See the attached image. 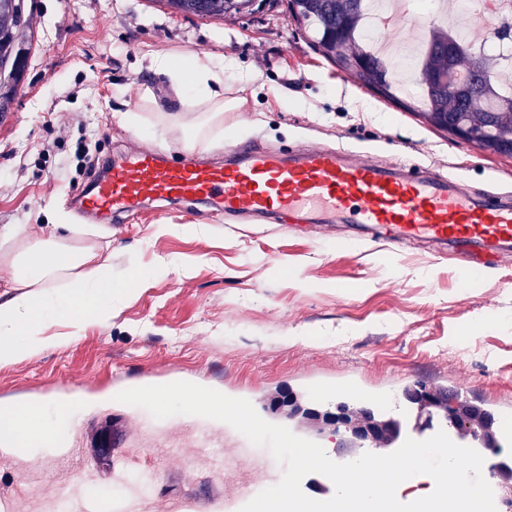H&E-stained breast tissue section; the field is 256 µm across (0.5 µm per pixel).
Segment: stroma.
<instances>
[{
  "label": "stroma",
  "mask_w": 512,
  "mask_h": 512,
  "mask_svg": "<svg viewBox=\"0 0 512 512\" xmlns=\"http://www.w3.org/2000/svg\"><path fill=\"white\" fill-rule=\"evenodd\" d=\"M33 26L10 118L0 123V225L67 224L75 246L112 251V277L126 294L109 323L49 329L43 352L0 365V405L79 406L91 458L139 429L144 408L107 395L186 381L252 403L266 421L318 439L310 421L273 408L286 394L335 411L363 392L398 420L403 436L441 428L404 392L461 384L463 399L512 424V254L464 282L450 254L423 244L397 249L361 237L353 224L319 230L280 217L236 218L196 202H155L115 226L78 212L73 196L90 180L89 159H121L129 138L179 157L176 130L146 134L154 108H169L154 53L203 63L236 57L255 81L225 73L229 132L205 152L256 141L281 153L335 146L379 160L448 172L468 187L512 191V157L493 154L428 124L419 113L358 85L316 53L285 0L231 21L167 13L154 0H25ZM295 103L282 109L279 97ZM188 415L160 420L184 452L198 438H224V493L239 512L243 489L279 482L269 449L229 424L193 427Z\"/></svg>",
  "instance_id": "stroma-1"
}]
</instances>
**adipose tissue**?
<instances>
[{
	"instance_id": "ef3b65f1",
	"label": "adipose tissue",
	"mask_w": 512,
	"mask_h": 512,
	"mask_svg": "<svg viewBox=\"0 0 512 512\" xmlns=\"http://www.w3.org/2000/svg\"><path fill=\"white\" fill-rule=\"evenodd\" d=\"M151 64L169 79L179 108L162 120L180 127L184 145L206 142L212 132L223 135L224 114L233 108L224 98V75L238 71L234 58L215 67L189 56L156 53ZM0 262L12 269L0 292V364L50 347L47 330L53 323L78 328L90 319L109 322L113 301L126 293L112 278L110 258L96 248L68 244L60 224L38 231L24 224L0 227ZM73 423L66 409L51 421L24 410L0 409V433L28 445L68 431Z\"/></svg>"
}]
</instances>
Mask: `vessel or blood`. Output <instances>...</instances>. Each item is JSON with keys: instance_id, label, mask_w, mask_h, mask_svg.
<instances>
[{"instance_id": "vessel-or-blood-1", "label": "vessel or blood", "mask_w": 512, "mask_h": 512, "mask_svg": "<svg viewBox=\"0 0 512 512\" xmlns=\"http://www.w3.org/2000/svg\"><path fill=\"white\" fill-rule=\"evenodd\" d=\"M77 198L84 212L114 221L147 202L193 200L214 203L228 216L292 214L313 224H359L391 244L424 241L456 248L464 280L512 250V198L464 191L430 169L382 165L322 147L283 156L238 143L220 164L133 149ZM147 454L135 446L114 449L113 482L132 471L143 477L120 498L98 494L100 475L87 465L74 437L43 450L28 479L49 478L65 465L78 469L68 484L69 512H226L220 492L203 500L187 492L158 502Z\"/></svg>"}]
</instances>
